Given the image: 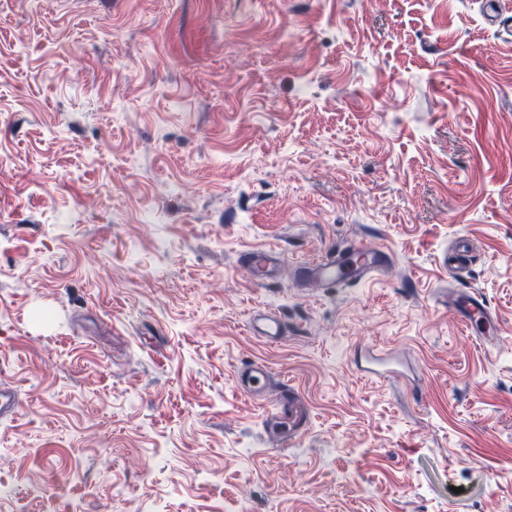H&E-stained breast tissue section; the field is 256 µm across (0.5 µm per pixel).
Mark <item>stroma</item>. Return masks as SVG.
<instances>
[{"instance_id": "35a3bbf8", "label": "stroma", "mask_w": 512, "mask_h": 512, "mask_svg": "<svg viewBox=\"0 0 512 512\" xmlns=\"http://www.w3.org/2000/svg\"><path fill=\"white\" fill-rule=\"evenodd\" d=\"M355 244L386 268L295 280ZM1 389L0 512H512V31L479 0H0ZM247 265L253 276L262 282L273 280L279 270V252L268 246L247 252ZM461 323L466 330L473 329L475 325L480 326L483 334L496 330L495 318L482 298L470 297L468 309L462 315ZM249 331L268 343H278L286 334V325L272 309H256L249 316ZM269 377L267 366L248 362L238 368L235 383L240 392L262 402L265 400ZM267 422L271 426L280 424L287 427L288 440L294 441L307 430L310 416L298 395L291 390H285L281 397L280 409L270 414Z\"/></svg>"}]
</instances>
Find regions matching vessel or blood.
I'll return each instance as SVG.
<instances>
[{"label":"vessel or blood","mask_w":512,"mask_h":512,"mask_svg":"<svg viewBox=\"0 0 512 512\" xmlns=\"http://www.w3.org/2000/svg\"><path fill=\"white\" fill-rule=\"evenodd\" d=\"M247 264L253 276L262 282L273 280L279 270V253L268 246L247 252ZM389 260L388 253L380 247L357 245L335 256L301 264L300 277L311 288H327L345 284H358L370 278L373 271L383 268ZM465 329L481 327L483 332L495 331V318L479 298H470L468 309L461 317ZM250 332L269 343L282 340L286 325L280 315L271 309H256L249 316ZM270 371L267 366L248 362L238 368L235 375L237 389L243 394L264 400ZM269 424L286 427L289 440L298 439L308 428L310 416L298 395L284 391L280 408L268 417Z\"/></svg>","instance_id":"vessel-or-blood-1"}]
</instances>
